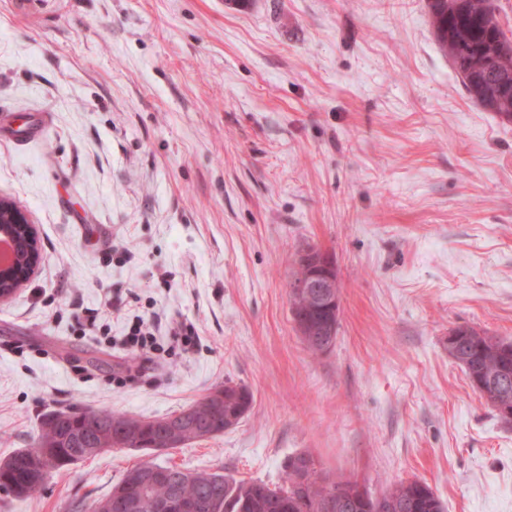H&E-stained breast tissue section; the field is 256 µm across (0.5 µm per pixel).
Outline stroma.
<instances>
[{"label":"stroma","instance_id":"stroma-1","mask_svg":"<svg viewBox=\"0 0 512 512\" xmlns=\"http://www.w3.org/2000/svg\"><path fill=\"white\" fill-rule=\"evenodd\" d=\"M0 196L42 254L0 301V459L71 406L254 394L224 435L103 453L0 512H75L147 459L275 486L299 453L375 496L421 479L447 512H512V425L448 355L459 325L512 341V122L470 98L425 0H0ZM309 246L341 286L319 356L289 306ZM105 294L108 346L78 329ZM154 312L199 346L113 384Z\"/></svg>","mask_w":512,"mask_h":512}]
</instances>
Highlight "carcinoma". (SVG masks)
Listing matches in <instances>:
<instances>
[{"label": "carcinoma", "instance_id": "carcinoma-1", "mask_svg": "<svg viewBox=\"0 0 512 512\" xmlns=\"http://www.w3.org/2000/svg\"><path fill=\"white\" fill-rule=\"evenodd\" d=\"M426 8L436 41L448 54L470 97L485 110L500 119L512 121V39L508 38L498 14L495 0H426ZM292 318H306L315 331L302 337L307 350L323 354L329 348L319 340L322 331L339 327L341 307L324 308L311 300L290 301ZM457 337V354L450 355L459 364L469 382L476 380L489 385L507 368L512 373V343L505 342L487 331L463 325L451 329ZM224 403L218 413L212 412L209 397L181 410L190 412L207 428L206 437L224 434V418L233 416L241 422L249 411L253 395L243 385H222ZM144 420L110 410L69 408L48 414L38 426L36 447L55 448L60 471L87 456L85 448L112 447V434L127 427L139 429L137 451L155 454L166 447L164 437L153 428H144ZM34 449L22 448L8 459L12 467L0 471V490L14 494L16 500L35 497L45 486L36 476ZM297 454L288 460L283 484L270 487L261 481L234 480L220 472H192L177 466L169 469L178 477L182 495L205 503L219 499L222 512H272L271 498L288 499V512H366V508L381 505L378 512H445V506L431 486L419 479L392 485L379 501L358 482L340 481L344 494L332 499L327 508V487L322 473L311 467L306 471V483L297 488L299 469Z\"/></svg>", "mask_w": 512, "mask_h": 512}]
</instances>
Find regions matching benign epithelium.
I'll use <instances>...</instances> for the list:
<instances>
[{
    "mask_svg": "<svg viewBox=\"0 0 512 512\" xmlns=\"http://www.w3.org/2000/svg\"><path fill=\"white\" fill-rule=\"evenodd\" d=\"M12 213V230H0V235L7 234L14 240H22L27 244L28 260L20 263L12 260L0 264V301L10 298L34 274L41 252L37 235L28 214L21 208L10 205ZM302 264L307 266L310 274L290 284V291L303 294L315 288L321 299L329 304L339 303L340 284L332 274V265L327 254L323 251L311 252L302 258ZM162 430L168 436V442L173 444L187 429L196 428L195 422L189 415L180 417L161 418ZM158 484L172 486L171 495L165 500L151 496L150 490ZM199 503L182 497L175 486L173 472L165 467L150 466L139 468L127 475L125 480L112 490V498L108 504L109 512H195Z\"/></svg>",
    "mask_w": 512,
    "mask_h": 512,
    "instance_id": "7a95c632",
    "label": "benign epithelium"
}]
</instances>
